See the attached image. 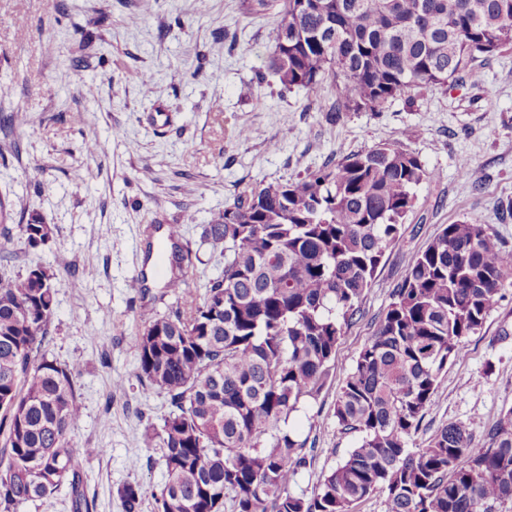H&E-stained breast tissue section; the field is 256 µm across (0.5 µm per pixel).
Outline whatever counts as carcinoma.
I'll list each match as a JSON object with an SVG mask.
<instances>
[{"label": "carcinoma", "instance_id": "cac0c4a2", "mask_svg": "<svg viewBox=\"0 0 512 512\" xmlns=\"http://www.w3.org/2000/svg\"><path fill=\"white\" fill-rule=\"evenodd\" d=\"M267 68L291 92L336 83L327 116L378 112L414 90L480 83L490 58L512 51V0H279ZM402 142H384L285 182L238 195L203 230L224 244V270L202 295L182 270L164 284L178 306L145 318L139 377L172 410L146 440L165 482L118 488L123 512H353L384 497L387 512H502L512 504V407L472 446L466 423L408 447L448 363L480 332L512 286V252L490 224L465 219L416 253L373 336L354 360L335 417L359 443L311 495L290 491L308 439L290 415L317 398L345 330L385 253L402 240L415 189L432 180ZM27 244L51 227L32 213ZM59 274L35 265L0 277V512H20L63 485L89 512L85 462L73 448L83 405L70 367L48 358Z\"/></svg>", "mask_w": 512, "mask_h": 512}]
</instances>
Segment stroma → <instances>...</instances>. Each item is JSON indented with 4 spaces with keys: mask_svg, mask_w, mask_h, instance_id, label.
<instances>
[{
    "mask_svg": "<svg viewBox=\"0 0 512 512\" xmlns=\"http://www.w3.org/2000/svg\"><path fill=\"white\" fill-rule=\"evenodd\" d=\"M276 10L255 14L243 0H0V116L21 111L23 124L0 129V276L41 264L60 274L50 323V355L74 370L84 405L76 448L99 449L84 470L93 512H122L118 488L129 481L162 486L149 425L171 410L167 395L139 379L136 336L142 318L175 307L164 290L170 271L159 255L172 247L196 257L188 286L203 293L224 267L223 247L203 242L211 217L238 192L286 181L328 160L401 141L431 181L416 189L403 241L382 259L348 327L318 399L305 401L291 425L314 446L290 487L311 494L323 474L355 446L358 434L336 422V397L355 358L386 311L412 256L444 225L475 219L512 251V51L492 57L481 84L457 83L399 97L379 112L327 118L332 78L318 95L280 94L274 77L246 96L265 67ZM226 36L217 40L215 29ZM153 74L151 92L130 73ZM111 99L109 110L98 102ZM82 113L75 124L71 116ZM123 139L111 140L113 128ZM253 130L251 139L238 135ZM98 137L106 148L83 150ZM472 170L462 176L461 159ZM50 224V241L30 248L19 226L26 212ZM193 221H185V213ZM181 235L169 244L166 228ZM141 273L145 293L131 277ZM512 407V287L497 298L463 359L442 375L429 414L410 447L442 424L470 425L474 447L502 410Z\"/></svg>",
    "mask_w": 512,
    "mask_h": 512,
    "instance_id": "1",
    "label": "stroma"
}]
</instances>
